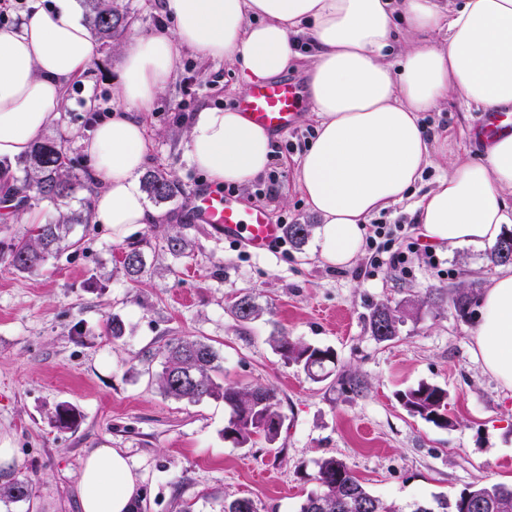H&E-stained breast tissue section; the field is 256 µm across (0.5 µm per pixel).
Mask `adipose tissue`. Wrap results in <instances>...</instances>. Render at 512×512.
Returning <instances> with one entry per match:
<instances>
[{
	"label": "adipose tissue",
	"mask_w": 512,
	"mask_h": 512,
	"mask_svg": "<svg viewBox=\"0 0 512 512\" xmlns=\"http://www.w3.org/2000/svg\"><path fill=\"white\" fill-rule=\"evenodd\" d=\"M173 32L131 40L122 50V109L80 144L100 186L94 221L123 230L155 223L138 176L150 142L140 115L169 84L175 48L238 62L245 84L293 69L311 49L306 92L316 137L296 188L320 218L321 257L347 266L367 220L410 191L435 161L438 136L420 115L449 98L482 112L512 108V0H159ZM410 38L390 60L398 24ZM446 32V48L430 41ZM97 51L76 0H51L16 26L0 28V159L26 155L62 110L66 85L86 73ZM191 164L210 185L241 186L271 162V135L237 108H204L185 139ZM512 190V134L463 153L452 173L413 204L436 248L479 249L512 223L502 192ZM474 358L512 391V266L485 289L472 331ZM80 512H133L138 478L114 448H94L78 472Z\"/></svg>",
	"instance_id": "adipose-tissue-1"
}]
</instances>
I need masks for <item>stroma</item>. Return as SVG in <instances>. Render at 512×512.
<instances>
[{
	"label": "stroma",
	"mask_w": 512,
	"mask_h": 512,
	"mask_svg": "<svg viewBox=\"0 0 512 512\" xmlns=\"http://www.w3.org/2000/svg\"><path fill=\"white\" fill-rule=\"evenodd\" d=\"M125 3L132 37L172 29L158 0ZM119 72L117 50L98 48L88 71L68 84L60 116L41 133L63 142L80 170L91 168L78 144L91 128L85 100L96 98L94 114L109 119L120 105ZM239 73L234 62L176 49L172 82L143 115L147 168L170 172L181 186L174 201L154 210L164 224L183 225L193 242L189 256L172 258L152 240L145 275L130 282L123 249L145 238L147 227L120 235L92 223L76 225L77 246L35 273L0 262V448L15 451L13 476L32 480L30 500L1 504L0 512H79L77 474L91 448L119 449L141 475L142 512H181L187 503L195 512H222L225 500L237 497L252 499L259 512H297L315 487L317 461L327 456L344 460L375 495L398 506L472 482L512 484V392L473 357V321L424 305L407 313L395 341L377 342L367 327L379 301L405 302L474 279L488 284L498 272L490 248L438 251L435 267L414 256L410 273L385 268L368 278L367 250L352 266L336 267L315 254L311 239L258 256L242 243L215 239L205 225H189L190 195L207 179L185 155L186 119L236 106ZM481 118L456 97L424 113L429 128L447 131L448 151L425 169L413 197L448 173L462 149L482 151L474 137ZM314 131L313 120L302 117L276 136L282 150L271 164L280 174L273 192L259 193L252 183L226 187V194L278 221L317 223L294 188ZM244 293L262 309L249 323L229 313ZM115 314L127 325L118 340L105 330ZM277 330L331 347L332 376L316 382L285 365L269 343ZM173 338L214 344L221 356L216 381L276 391L284 424L275 444L235 447L224 438L223 401L188 404L160 393L142 355ZM422 381L447 389L448 428L400 405L398 391ZM61 402L79 409L76 428L54 426Z\"/></svg>",
	"instance_id": "obj_1"
}]
</instances>
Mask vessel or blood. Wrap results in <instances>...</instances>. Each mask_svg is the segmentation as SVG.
I'll return each mask as SVG.
<instances>
[{
    "instance_id": "vessel-or-blood-1",
    "label": "vessel or blood",
    "mask_w": 512,
    "mask_h": 512,
    "mask_svg": "<svg viewBox=\"0 0 512 512\" xmlns=\"http://www.w3.org/2000/svg\"><path fill=\"white\" fill-rule=\"evenodd\" d=\"M303 103L300 83L276 80L250 86L238 106L257 124L283 134L298 121ZM503 133L512 134V118L506 112H489L475 130L478 140L489 141ZM193 224L207 225L214 236L243 242L256 254L270 252L282 239V224L260 208L238 205L232 199L201 187L195 190L189 212Z\"/></svg>"
}]
</instances>
